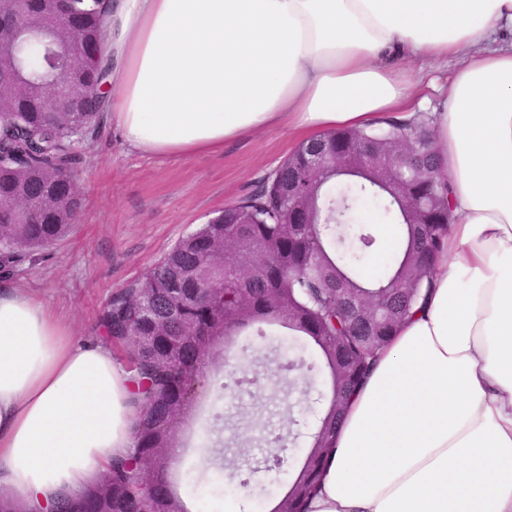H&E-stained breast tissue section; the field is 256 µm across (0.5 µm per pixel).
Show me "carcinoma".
I'll use <instances>...</instances> for the list:
<instances>
[{
    "instance_id": "cac0c4a2",
    "label": "carcinoma",
    "mask_w": 512,
    "mask_h": 512,
    "mask_svg": "<svg viewBox=\"0 0 512 512\" xmlns=\"http://www.w3.org/2000/svg\"><path fill=\"white\" fill-rule=\"evenodd\" d=\"M81 24V36L99 43L103 0H56ZM46 0H27L25 33L0 35V54H19L29 85L47 90L55 50L39 28ZM87 108L44 112L40 94L4 100L0 112V276L8 278L38 252L65 239L78 223L82 199L68 173L80 162L77 130L99 121V76L78 75ZM431 117L387 122L369 130L335 129L321 146L350 152L368 145L390 147L405 132L422 143L421 159L433 177L416 181L409 201L379 184L366 170L318 177L321 208L312 224L283 223L288 175L303 161L298 150L259 188L180 239L140 280L112 294L98 319L101 335L127 346L129 369L141 398L133 423L134 444L80 490L55 499L50 512H188L171 479L180 427L195 409L189 385L226 359L236 338L264 335L262 326L287 330L312 352L309 370L326 372L317 390L318 439L308 449L288 490L271 512H305L336 436L350 395L364 382L378 355L410 316L429 283L451 221L448 180L433 162ZM368 200L399 227L384 274L366 280L349 256L358 242L380 247L369 224H344L340 198ZM347 295L366 309L378 308L361 334L344 314Z\"/></svg>"
}]
</instances>
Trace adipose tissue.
<instances>
[{
    "instance_id": "adipose-tissue-1",
    "label": "adipose tissue",
    "mask_w": 512,
    "mask_h": 512,
    "mask_svg": "<svg viewBox=\"0 0 512 512\" xmlns=\"http://www.w3.org/2000/svg\"><path fill=\"white\" fill-rule=\"evenodd\" d=\"M512 0H106L101 116L179 159L414 117L389 55L461 57L433 115L447 248L351 398L307 512H512ZM134 374L0 287V488L49 507L133 446Z\"/></svg>"
}]
</instances>
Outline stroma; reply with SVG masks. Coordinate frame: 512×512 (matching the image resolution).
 <instances>
[{
    "mask_svg": "<svg viewBox=\"0 0 512 512\" xmlns=\"http://www.w3.org/2000/svg\"><path fill=\"white\" fill-rule=\"evenodd\" d=\"M287 128L252 133L220 153L182 159L152 157L129 149L118 132L98 125L74 172L83 198L75 231L20 265L17 283L43 300L49 311L73 328L76 339L98 341L95 325L109 297L140 279L182 237L207 223L225 206L255 189L296 149ZM261 393L242 385L224 398V430L219 442L200 454V434L209 426L212 400L202 393L184 425L178 490L191 512H270L305 453L303 441L288 450L281 468L230 475L225 451L237 448L251 431L241 420L242 405ZM258 493L240 504L243 484Z\"/></svg>",
    "mask_w": 512,
    "mask_h": 512,
    "instance_id": "stroma-1",
    "label": "stroma"
}]
</instances>
